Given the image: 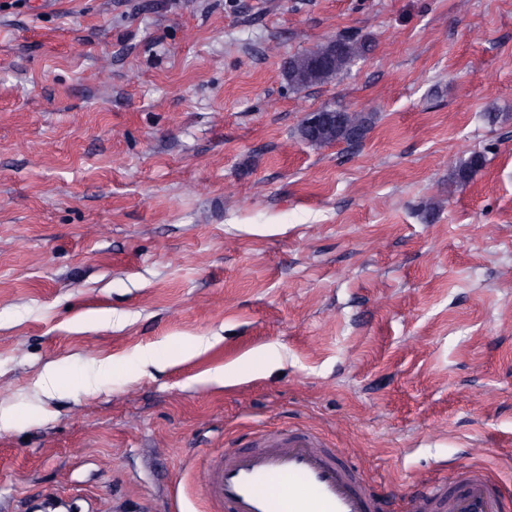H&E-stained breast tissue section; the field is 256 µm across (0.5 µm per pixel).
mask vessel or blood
Here are the masks:
<instances>
[{
	"mask_svg": "<svg viewBox=\"0 0 512 512\" xmlns=\"http://www.w3.org/2000/svg\"><path fill=\"white\" fill-rule=\"evenodd\" d=\"M208 499L221 512H378L357 466L306 428L260 434L252 448H228L205 467ZM504 490L488 475L455 466L449 480L426 483L394 512H503Z\"/></svg>",
	"mask_w": 512,
	"mask_h": 512,
	"instance_id": "b4317fda",
	"label": "vessel or blood"
}]
</instances>
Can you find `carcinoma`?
<instances>
[{
	"label": "carcinoma",
	"instance_id": "1",
	"mask_svg": "<svg viewBox=\"0 0 512 512\" xmlns=\"http://www.w3.org/2000/svg\"><path fill=\"white\" fill-rule=\"evenodd\" d=\"M373 48L372 40L364 38H343L336 46L331 65L322 68L312 66V54L315 49H309L290 57L285 63L284 70L288 81L298 89H305L334 80L350 71ZM324 112L338 114L336 124L324 126L313 132L309 138L312 146L333 145L340 142H350L347 133L353 128L361 127L369 132L374 121V113L351 111L342 106H326ZM484 165V157L473 153L455 166V171L448 179V193H453L457 187L473 179Z\"/></svg>",
	"mask_w": 512,
	"mask_h": 512
}]
</instances>
